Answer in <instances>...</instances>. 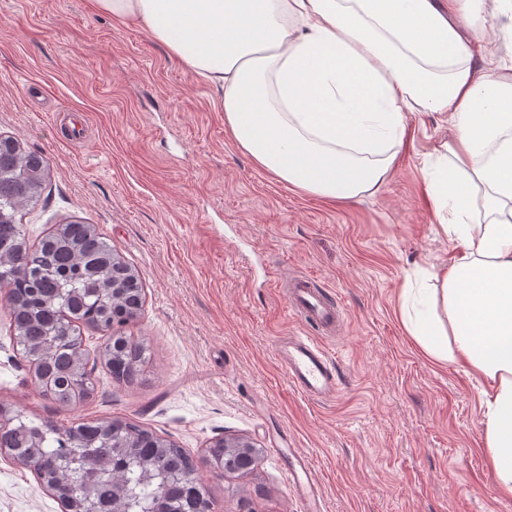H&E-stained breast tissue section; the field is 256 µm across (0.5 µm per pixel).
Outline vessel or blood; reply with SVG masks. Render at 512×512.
<instances>
[{"label":"vessel or blood","mask_w":512,"mask_h":512,"mask_svg":"<svg viewBox=\"0 0 512 512\" xmlns=\"http://www.w3.org/2000/svg\"><path fill=\"white\" fill-rule=\"evenodd\" d=\"M286 298L289 310L314 330L310 336L275 339L274 349L284 363L288 381L305 396L316 399L332 397L337 387L336 371L319 339L338 334L343 323L342 313L338 305L306 276L292 280L286 290ZM288 474L306 512H316L318 485L306 457L295 455Z\"/></svg>","instance_id":"b4317fda"}]
</instances>
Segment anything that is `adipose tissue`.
Returning <instances> with one entry per match:
<instances>
[{"mask_svg":"<svg viewBox=\"0 0 512 512\" xmlns=\"http://www.w3.org/2000/svg\"><path fill=\"white\" fill-rule=\"evenodd\" d=\"M93 0L143 21L200 82L224 126L281 181L347 202L376 193L408 134L439 113L451 133L424 160L450 267L400 320L426 355L488 381L484 449L512 497V65H474L479 30L512 24V0Z\"/></svg>","mask_w":512,"mask_h":512,"instance_id":"ef3b65f1","label":"adipose tissue"}]
</instances>
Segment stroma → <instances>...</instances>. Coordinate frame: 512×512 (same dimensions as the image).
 <instances>
[{"label": "stroma", "instance_id": "35a3bbf8", "mask_svg": "<svg viewBox=\"0 0 512 512\" xmlns=\"http://www.w3.org/2000/svg\"><path fill=\"white\" fill-rule=\"evenodd\" d=\"M219 90L171 58L146 27L90 0H0V134L41 152L49 179L23 213L29 244L78 217L95 225L144 289L123 332L145 344L137 381L98 361L89 397L59 407L35 385L0 302V405L61 426L121 416L187 449L215 512H304L288 480L311 460L320 512H512L481 433L484 384L429 358L399 319L414 271L451 264L421 172L449 138L436 114L408 115L394 173L349 204L292 189L224 130ZM313 278L344 315L328 339L333 398H308L273 351L300 321L274 276ZM229 436L259 452L229 477L207 450ZM0 512H63L36 475L0 453Z\"/></svg>", "mask_w": 512, "mask_h": 512}]
</instances>
